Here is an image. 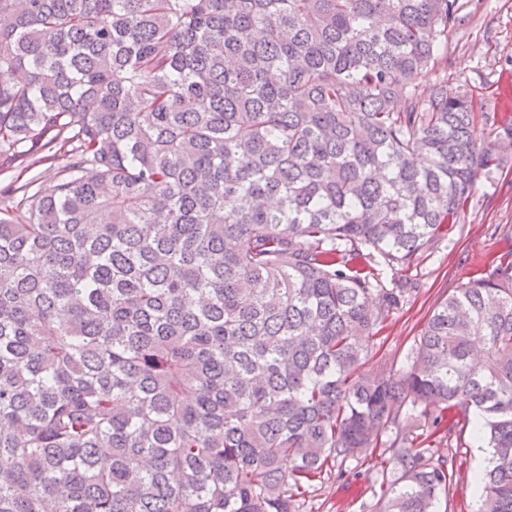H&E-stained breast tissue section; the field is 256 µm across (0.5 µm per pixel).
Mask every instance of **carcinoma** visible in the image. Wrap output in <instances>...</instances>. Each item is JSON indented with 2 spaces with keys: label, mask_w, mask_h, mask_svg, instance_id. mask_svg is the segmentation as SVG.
I'll list each match as a JSON object with an SVG mask.
<instances>
[{
  "label": "carcinoma",
  "mask_w": 512,
  "mask_h": 512,
  "mask_svg": "<svg viewBox=\"0 0 512 512\" xmlns=\"http://www.w3.org/2000/svg\"><path fill=\"white\" fill-rule=\"evenodd\" d=\"M459 0H0V512H302L383 456L438 512L468 428L512 512V246L371 367L500 154ZM395 278L386 283L385 271Z\"/></svg>",
  "instance_id": "carcinoma-1"
}]
</instances>
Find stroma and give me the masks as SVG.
I'll return each instance as SVG.
<instances>
[{"label": "stroma", "instance_id": "35a3bbf8", "mask_svg": "<svg viewBox=\"0 0 512 512\" xmlns=\"http://www.w3.org/2000/svg\"><path fill=\"white\" fill-rule=\"evenodd\" d=\"M462 24L448 32V86L473 93L476 121L487 143H495L502 122L500 81L512 76V0H463ZM512 238V150L480 182L458 231L434 253L422 257L407 276L416 289L386 319L376 350L380 357L404 355L419 336L436 300L482 269ZM430 447L454 459L453 475L439 512H476L472 476L479 465L469 433L432 435ZM343 476H326L306 496L304 512H373L372 487L377 477L368 464L351 460Z\"/></svg>", "mask_w": 512, "mask_h": 512}]
</instances>
